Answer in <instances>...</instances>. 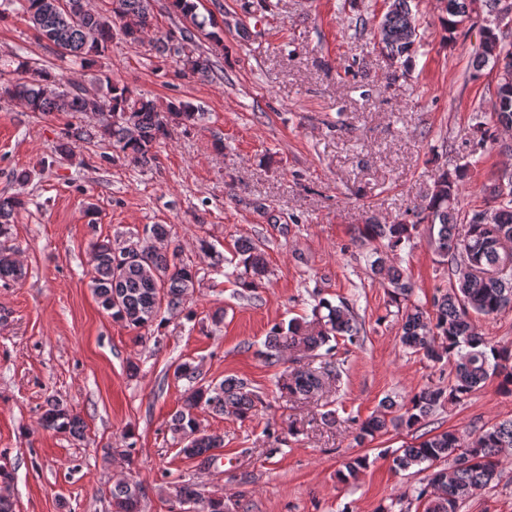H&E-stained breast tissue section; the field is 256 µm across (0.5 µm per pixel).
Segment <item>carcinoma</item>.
<instances>
[{"instance_id": "1", "label": "carcinoma", "mask_w": 512, "mask_h": 512, "mask_svg": "<svg viewBox=\"0 0 512 512\" xmlns=\"http://www.w3.org/2000/svg\"><path fill=\"white\" fill-rule=\"evenodd\" d=\"M413 0H387V9L377 22L376 31L381 52L392 67L409 68L418 51V19L412 10ZM500 0H440L439 20L451 39L480 11L487 24L480 31V41L473 53L472 79L483 75L485 68L512 74V29L495 25V11ZM173 7L191 25L180 28L179 37L171 35L157 40L158 52L172 58L183 72L200 78L212 73L210 58L190 50L197 33L206 22L198 20L195 0H172ZM22 10L42 38L52 43L62 57H70L82 65L93 62L112 42L116 19L129 24L119 28L125 41L140 43L153 27L152 0H109L108 8L92 11L86 0H20ZM26 76L0 88V92L21 102L30 112H93L101 115L99 124L69 128L62 153L71 145L96 138L112 141L114 151L141 166L155 159L153 149L166 137L172 123L196 121L200 108L190 102L171 104L162 111L156 102L137 94L127 86L106 79L107 92L90 95L78 84H64L50 71L20 65ZM474 148L471 157L483 154L484 144L495 141L499 133L512 130V85L496 86L493 111L474 117ZM473 163L466 162L452 172L443 171L433 182L415 220L390 224L371 220L364 225L361 239L376 244V258L371 270L382 274L394 301L409 305L401 311V342L412 352L438 364L451 366L448 386L426 388L416 393L409 406L394 414L395 403L384 400L379 412L358 426L355 436L362 445L393 428L414 430L436 408L458 402L482 388L496 377L500 387L512 394V349L492 343L480 333L473 317L489 318L512 308V272L486 276L474 274L472 267H497L503 244L512 243V177L501 188L499 174H494L490 201L486 206L465 210L459 206L461 185ZM25 208L20 196L0 197V238L10 234L15 215ZM429 225V245L437 263L448 266V286L433 296L432 309L410 301L414 286L405 271L384 258L382 247L394 249L413 238L418 225ZM171 242L166 224H153L135 241L117 249L110 239L93 243L94 275L92 291L102 309L112 319L138 331L153 325L165 312L182 313L199 285L198 269L178 258V248L168 252L159 244ZM232 270L224 273L227 280L249 290L257 288L268 277L269 270L259 245L240 240L235 245ZM25 272L15 253L0 247V281L20 282ZM361 324L353 315V307L341 300L335 304L325 297L316 300L311 319H292L288 325L275 324L258 351L270 367L280 364L287 351L300 358H316L317 351L330 353V342L344 337L359 339ZM184 380L182 403L171 417L168 429L180 440V453L206 464L212 452L224 447V436L203 432L196 411L207 409L215 415L231 414L239 419L252 415L261 398L243 378L226 376L220 382L208 381L201 366L190 361L174 370ZM340 372L326 361L317 367L306 365L293 370L282 388L292 396L308 397L321 390L326 381H339ZM45 429L64 431L81 437L86 425L80 414L62 400L51 397L41 415ZM512 448V418L474 428L462 436L454 430L421 435L394 451L397 470L424 465L431 470L426 485L413 491L422 512H458L460 504L496 477L504 452ZM369 466L365 456H354L343 463L342 480L357 479ZM12 475L0 466V512H14L6 493ZM112 512H141L143 488L140 482L122 477L109 490ZM226 512L225 499L202 496L199 486L183 483L176 487L171 512Z\"/></svg>"}]
</instances>
